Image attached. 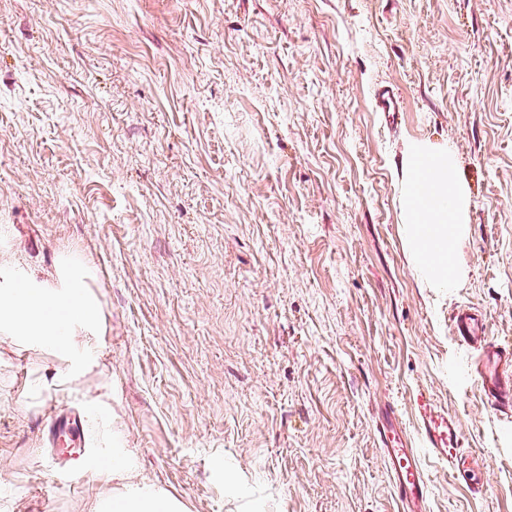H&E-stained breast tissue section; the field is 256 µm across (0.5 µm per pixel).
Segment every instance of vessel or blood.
Wrapping results in <instances>:
<instances>
[{
    "label": "vessel or blood",
    "instance_id": "vessel-or-blood-1",
    "mask_svg": "<svg viewBox=\"0 0 512 512\" xmlns=\"http://www.w3.org/2000/svg\"><path fill=\"white\" fill-rule=\"evenodd\" d=\"M452 327L460 344L477 354L473 377L487 404L504 413L511 411L512 345L488 336L480 315L469 308L453 313ZM417 418L428 453L447 465L452 481L464 479L476 460L460 452L458 417L421 398L417 401ZM379 436L400 512H428L427 484L418 450L408 444L393 422L383 423Z\"/></svg>",
    "mask_w": 512,
    "mask_h": 512
}]
</instances>
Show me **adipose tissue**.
Here are the masks:
<instances>
[{
  "mask_svg": "<svg viewBox=\"0 0 512 512\" xmlns=\"http://www.w3.org/2000/svg\"><path fill=\"white\" fill-rule=\"evenodd\" d=\"M464 204L450 152L414 149L406 183V237L419 274L441 292L460 282L454 253L466 230ZM91 277V269L75 257L62 261L52 285L33 278L18 280L10 270L0 268V333L71 353V336L99 330V304L88 285ZM96 426L106 436L104 446L112 466L105 476L115 486L111 500L98 504V512H182L172 496L141 484L133 452L112 436L113 422L100 419Z\"/></svg>",
  "mask_w": 512,
  "mask_h": 512,
  "instance_id": "adipose-tissue-1",
  "label": "adipose tissue"
}]
</instances>
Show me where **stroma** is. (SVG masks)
Wrapping results in <instances>:
<instances>
[{"label": "stroma", "instance_id": "stroma-1", "mask_svg": "<svg viewBox=\"0 0 512 512\" xmlns=\"http://www.w3.org/2000/svg\"><path fill=\"white\" fill-rule=\"evenodd\" d=\"M399 110L387 118L378 86ZM452 148L464 277L420 279L409 153ZM92 270L88 372L0 333V512H94L117 425L184 512H397L378 429L426 396L479 459L430 512H512V414L455 309L512 344V0H0V265Z\"/></svg>", "mask_w": 512, "mask_h": 512}]
</instances>
